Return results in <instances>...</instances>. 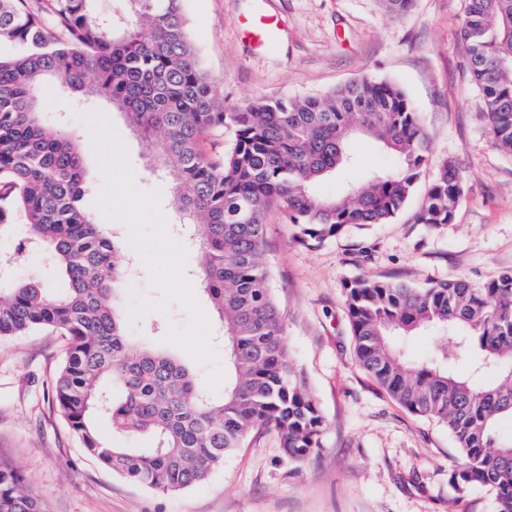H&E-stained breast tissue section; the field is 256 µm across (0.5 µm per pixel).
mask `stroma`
<instances>
[{
	"label": "stroma",
	"mask_w": 512,
	"mask_h": 512,
	"mask_svg": "<svg viewBox=\"0 0 512 512\" xmlns=\"http://www.w3.org/2000/svg\"><path fill=\"white\" fill-rule=\"evenodd\" d=\"M465 0H414L403 15L384 0H184L203 62L228 103L319 95L363 76L399 85L424 120L430 157L418 186L391 223L350 226L315 248L268 213L272 287L283 312L290 356L324 416L319 452L292 462L275 434L250 436L207 479L176 493L129 483L84 453L51 401L50 382L66 337L35 331L0 339V461L28 478L47 512H493L484 488L458 497L449 483L456 445L446 426L410 413L354 357L343 285L361 274L423 285L487 281L512 270V156L490 139L482 96L460 37ZM278 15L273 51L248 46L238 21ZM100 99L51 95L43 118L64 120L84 150L93 187L101 176L80 114ZM109 118L126 143L138 185L161 193L172 237L187 226L171 203L141 137L122 113ZM358 163L319 183L334 196L344 183L396 166L372 140L352 142ZM453 162L465 191L454 219L432 231L417 221L438 168ZM14 277L57 285L48 254L23 228L0 239Z\"/></svg>",
	"instance_id": "stroma-1"
}]
</instances>
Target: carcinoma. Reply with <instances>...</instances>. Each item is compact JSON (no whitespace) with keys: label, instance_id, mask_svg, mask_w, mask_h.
<instances>
[{"label":"carcinoma","instance_id":"cac0c4a2","mask_svg":"<svg viewBox=\"0 0 512 512\" xmlns=\"http://www.w3.org/2000/svg\"><path fill=\"white\" fill-rule=\"evenodd\" d=\"M97 0H0V238L25 219L29 244L48 252L66 287L34 280L0 291V338L34 330L68 338L52 378L58 412L85 453L127 481L175 493L205 480L254 432L275 433L288 460L320 448L324 420L288 351L271 283L265 216L277 210L294 241L315 248L346 228L388 224L413 195L429 157L421 112L401 87L368 77L319 96L224 103L202 66L182 0H120L114 25ZM461 35L492 145L512 155V0H467ZM92 87L139 132L190 223L195 275L220 320L230 378L220 401L175 358L130 341L120 309L129 274L123 244L86 204L80 143L41 114L49 83ZM235 131L221 156L200 142ZM372 137L398 159L329 198L318 181L351 167V137ZM465 184L451 163L428 187L418 223L453 221ZM345 302L359 364L410 412L447 426L461 459L458 496L480 486L493 512H512V270L483 283L417 286L356 276ZM432 327L438 346L412 362L390 342ZM468 362L488 380L456 374ZM121 396L114 395V389ZM99 417L148 448L106 443ZM0 512H45L28 480L0 463Z\"/></svg>","mask_w":512,"mask_h":512}]
</instances>
